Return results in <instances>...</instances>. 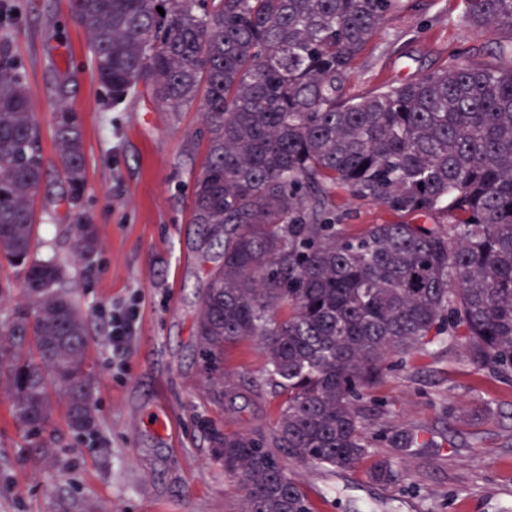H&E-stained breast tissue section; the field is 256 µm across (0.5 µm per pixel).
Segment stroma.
<instances>
[{
  "label": "stroma",
  "mask_w": 512,
  "mask_h": 512,
  "mask_svg": "<svg viewBox=\"0 0 512 512\" xmlns=\"http://www.w3.org/2000/svg\"><path fill=\"white\" fill-rule=\"evenodd\" d=\"M20 2L0 29L28 75L48 163L56 161L57 106L81 121L86 189L72 213L36 197V256L58 263L89 317L98 425L79 435L59 423L56 444L67 468L48 478L20 463L27 442L0 392V512H236V486L197 423L210 418L230 431L269 432L280 399L265 385V357L251 342L224 355L233 398L216 403L206 388L194 317L213 250L189 212L205 157L204 112L197 104L172 112L144 94L111 106L70 0ZM405 3L406 11L389 16L356 59L347 80L351 95L462 60L492 59L504 40L500 27L471 26L463 0ZM336 201L348 232L398 219L342 192ZM80 215L100 234L86 262L76 252ZM137 296V332L123 354H113L112 308ZM375 395L384 406L368 433L422 426L442 451L399 457L374 443L372 458H396L405 472L385 486L373 484L363 466L339 474L289 461L315 512H512L511 382L474 370L458 348L436 344L385 376ZM451 433L463 441L460 451L445 449Z\"/></svg>",
  "instance_id": "1"
}]
</instances>
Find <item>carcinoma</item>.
<instances>
[{"mask_svg":"<svg viewBox=\"0 0 512 512\" xmlns=\"http://www.w3.org/2000/svg\"><path fill=\"white\" fill-rule=\"evenodd\" d=\"M464 3L473 27L509 32L495 60L356 97L351 66L402 0H73L112 104L142 87L173 112L204 106L190 212L218 247L195 321L207 387L224 400V351L251 340L282 398L270 436L205 426L237 512H312L284 453L347 472L375 439L431 447L426 429L365 433L362 402L396 358L445 339L512 378V0ZM54 139L71 211L86 187L76 114L58 113ZM48 175L30 86L0 38V259L25 270V302L0 321V388L28 442L20 461L53 475L66 467L58 407L82 433L97 413L87 317L62 269L33 257ZM338 189L415 221L343 234ZM98 243L82 225L80 256ZM368 476L403 472L381 458Z\"/></svg>","mask_w":512,"mask_h":512,"instance_id":"cac0c4a2","label":"carcinoma"}]
</instances>
